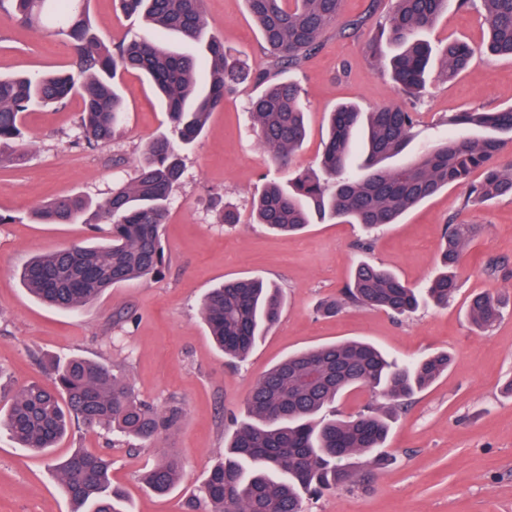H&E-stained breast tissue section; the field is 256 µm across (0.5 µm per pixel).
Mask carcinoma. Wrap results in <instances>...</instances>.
Listing matches in <instances>:
<instances>
[{
  "mask_svg": "<svg viewBox=\"0 0 512 512\" xmlns=\"http://www.w3.org/2000/svg\"><path fill=\"white\" fill-rule=\"evenodd\" d=\"M480 2L488 27L487 50L512 57V0H457L460 8ZM449 0H394L381 24L393 47L388 66L393 82L412 99L422 91L433 48L420 38L448 9ZM88 0H0V9L24 27L53 28L74 51L70 69L50 75H0V164H23L31 143L24 139V115L35 105L62 107L82 96L78 143L94 149L114 139L124 112L117 78L137 72L161 96L172 137L151 140L135 175L102 201L81 194L57 197L38 208L44 224H86L94 217L108 226L97 243H74L32 258L21 271L31 296L59 310L77 312L109 288L156 275L164 261L163 226L169 199L183 174L174 146L192 144L224 97L248 78L261 87L249 101L257 138L273 163L286 170L306 137L301 89L282 75L300 69L321 46L336 22L342 0H246L258 25L265 67L255 74L208 30L201 0H120L123 11L146 23V32L126 41L103 43L92 24ZM168 34L197 46L188 53L165 43ZM443 74L463 71L472 49L452 41L439 51ZM417 114L393 104L362 112L341 105L329 116V137L321 174H298L286 183L270 182L253 200L257 223L278 233L300 231L318 219L359 224L368 231L394 224L414 205L450 186L462 190L464 205L512 195V160L499 161L503 140L512 134V107L495 112H458L448 125L481 129L480 138L446 137L422 147L402 166L386 161L409 145ZM484 170L480 183L470 181ZM474 232L471 224H449L442 266L427 295L445 305L457 289L450 272L461 261ZM417 289L369 260L354 268L340 295L322 306L333 316L346 305L385 310L394 316L414 312ZM282 289L259 278L226 281L211 289L200 316L224 358L243 361L278 321ZM472 325L485 331L500 317L498 300L476 294L468 304ZM451 357L432 353L399 361L368 341H342L289 355L255 384L246 418L224 429V457L206 477L201 494L207 512H306L305 495L334 492L353 484L346 460L357 455L376 465L391 417L415 394L445 372ZM52 385L30 383L4 397L0 427L33 456L49 455L72 424L119 434L143 447L157 445L182 415L177 405L159 408L106 363L72 357L53 363ZM367 388L383 403L339 416L333 410L346 391ZM72 512H129L122 490L112 484L110 462L84 448L55 465ZM181 474L179 461L162 456L144 475L148 488L169 492Z\"/></svg>",
  "mask_w": 512,
  "mask_h": 512,
  "instance_id": "obj_1",
  "label": "carcinoma"
}]
</instances>
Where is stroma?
Wrapping results in <instances>:
<instances>
[{
  "mask_svg": "<svg viewBox=\"0 0 512 512\" xmlns=\"http://www.w3.org/2000/svg\"><path fill=\"white\" fill-rule=\"evenodd\" d=\"M390 0H343L342 20L366 17L357 33L331 28L322 49L294 75L302 88L309 132L293 170H312L324 149L328 114L343 102L362 110L402 102L387 68L365 50ZM208 23L250 68L264 62L261 38L245 0H203ZM103 39L142 30L124 15L119 0H89ZM486 27L479 7L450 5L424 34L433 45L462 40L476 46L468 69L444 79L439 61L413 109L419 123L407 153L452 135L448 115L512 107V58L481 52ZM71 49L58 37L21 27L0 10V73L69 69ZM126 112L112 142L88 150L76 142L82 99L59 109L28 112L32 146L22 167L0 166V383L18 389L30 381L51 384V360L82 355L109 364L146 400L180 403L184 415L158 446H107L103 435L73 426L51 457L15 448L0 431V512H70L52 460L85 448L112 461V482L130 512H189L209 469L224 452V424L243 416L255 382L294 351L342 340H367L408 360L445 351L452 363L433 385L410 399L395 419L386 450L392 465L377 469L358 460L352 488L309 501L308 512H512V196L464 206L451 187L407 211L398 224L368 236L355 224H313L280 235L255 224L251 199L267 182H286L261 147L247 114L257 93L238 85L214 112L203 135L182 149L184 174L175 185L163 229L160 276L118 285L71 314L34 300L18 273L32 257L96 236L86 224H38L41 203L70 193L101 200L134 174L145 143L168 131L165 109L135 74L121 83ZM291 169V170H292ZM237 221H223L225 210ZM477 231L458 271V289L447 306L422 305L396 318L384 311L346 306L325 317L318 305L338 296L352 268L364 258L425 287L441 271L448 223ZM262 277L283 288L279 322L247 360L230 364L212 344L200 318L209 288L233 278ZM487 292L505 302L502 318L480 332L468 317L472 295ZM183 463L179 483L165 495L151 492L142 475L162 454Z\"/></svg>",
  "mask_w": 512,
  "mask_h": 512,
  "instance_id": "35a3bbf8",
  "label": "stroma"
}]
</instances>
